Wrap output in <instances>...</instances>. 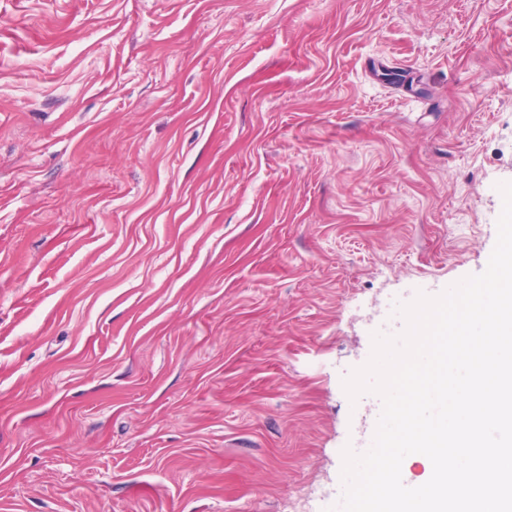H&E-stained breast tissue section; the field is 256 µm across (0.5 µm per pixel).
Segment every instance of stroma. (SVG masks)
I'll list each match as a JSON object with an SVG mask.
<instances>
[{
	"label": "stroma",
	"mask_w": 512,
	"mask_h": 512,
	"mask_svg": "<svg viewBox=\"0 0 512 512\" xmlns=\"http://www.w3.org/2000/svg\"><path fill=\"white\" fill-rule=\"evenodd\" d=\"M502 182L512 0H0V512H331Z\"/></svg>",
	"instance_id": "35a3bbf8"
}]
</instances>
